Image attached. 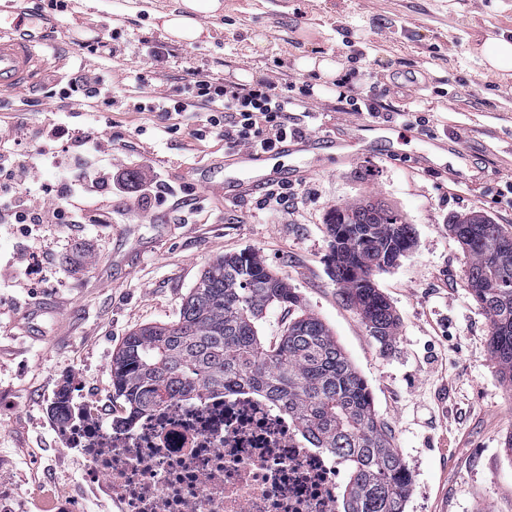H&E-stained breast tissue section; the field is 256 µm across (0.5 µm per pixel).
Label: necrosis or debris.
<instances>
[{
	"label": "necrosis or debris",
	"mask_w": 512,
	"mask_h": 512,
	"mask_svg": "<svg viewBox=\"0 0 512 512\" xmlns=\"http://www.w3.org/2000/svg\"><path fill=\"white\" fill-rule=\"evenodd\" d=\"M64 428L86 461L83 486L108 493L112 512H340L336 456L246 389L111 421L73 399Z\"/></svg>",
	"instance_id": "necrosis-or-debris-1"
}]
</instances>
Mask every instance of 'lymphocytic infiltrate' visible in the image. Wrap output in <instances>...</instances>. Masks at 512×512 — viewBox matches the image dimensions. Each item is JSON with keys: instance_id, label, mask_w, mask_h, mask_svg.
Returning <instances> with one entry per match:
<instances>
[{"instance_id": "f902f5d3", "label": "lymphocytic infiltrate", "mask_w": 512, "mask_h": 512, "mask_svg": "<svg viewBox=\"0 0 512 512\" xmlns=\"http://www.w3.org/2000/svg\"><path fill=\"white\" fill-rule=\"evenodd\" d=\"M306 88L294 83L279 86L267 80L249 85L223 82L196 69L187 70L183 83L151 105L165 115L198 112L204 129L223 136L227 147L269 150L300 130L291 121L295 112H307ZM336 109L366 113L403 125L420 123L417 109L395 108L379 96L340 93ZM66 118L38 130L33 146L15 138H0V224H10L20 235L11 263L0 267V281L23 280L42 263L28 241L37 226L51 224L60 238H69L73 227L91 223L89 214L102 196L121 195L127 182L112 165V152L99 140H69ZM51 172L54 182L41 180Z\"/></svg>"}]
</instances>
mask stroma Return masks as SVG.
<instances>
[{"mask_svg": "<svg viewBox=\"0 0 512 512\" xmlns=\"http://www.w3.org/2000/svg\"><path fill=\"white\" fill-rule=\"evenodd\" d=\"M171 4L68 0L58 12L49 0H0L13 17H40L47 54L101 76L118 94L107 111L63 99L65 77L45 71L34 90L0 93V136L26 142L33 129L69 115L72 138L96 127L112 140L114 166L134 177L156 170L189 201L178 208L169 197L140 206L113 198L111 222L75 228L69 245L42 227L43 273L22 288L0 285V455L14 461L0 483L21 501L78 484L73 453L65 479L51 472L60 439L55 396L78 387L120 411L113 351L136 328L176 321L213 259L251 249L329 326L369 388L412 475L406 512H512V457L504 451L512 390L488 351L490 322L464 286L470 259L449 230L479 210L512 233V77L488 73L479 52L487 40L512 38V0H224L210 37L190 46L155 25L154 12ZM81 29L111 31L112 54L75 46ZM159 43L170 56L158 67L144 51ZM314 55L350 70L355 92L387 91L396 106L420 102L426 122L405 127L397 155L384 160L319 150L271 160L292 185L285 207L225 201L219 188L235 152L223 137H196V115L180 117L173 131L159 113L134 108L164 96L190 67L239 84L313 86L318 74L297 61ZM308 102L311 114L298 122L304 135L352 137V118L335 111V98L313 94ZM432 137L458 143L465 158L445 152L434 165L413 164ZM372 197L415 233L397 266L375 276L400 318L385 354L340 298L327 265L330 211ZM32 299L48 303L47 312L18 324L17 307Z\"/></svg>", "mask_w": 512, "mask_h": 512, "instance_id": "35a3bbf8", "label": "stroma"}]
</instances>
